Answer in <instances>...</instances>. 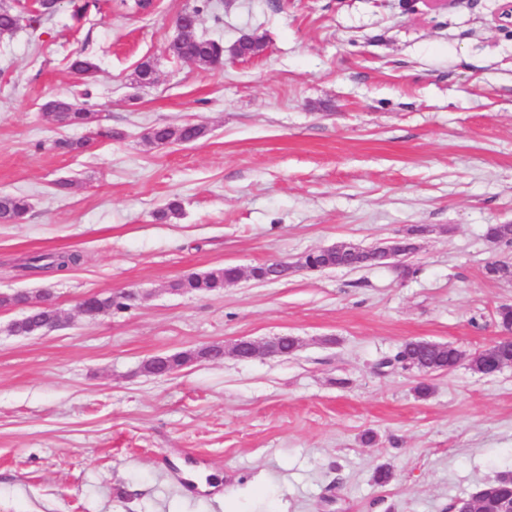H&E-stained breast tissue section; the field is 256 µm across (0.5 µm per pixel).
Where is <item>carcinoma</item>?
<instances>
[{"label":"carcinoma","instance_id":"obj_1","mask_svg":"<svg viewBox=\"0 0 512 512\" xmlns=\"http://www.w3.org/2000/svg\"><path fill=\"white\" fill-rule=\"evenodd\" d=\"M219 5L214 0H196V5L186 8L182 16L192 24L200 19L205 12H216ZM170 52L179 59L190 60L203 69H212L224 64V43L196 34V27L192 26L184 35L177 37L169 46ZM71 70L79 76H92L98 71L97 64L87 57H79L72 61ZM44 115L48 120L61 127L90 126L95 122V113L85 107L77 105L68 99H54L43 105ZM208 130L205 126L196 123H183L181 125H158L152 127L144 136V140L152 145L162 146L166 143H178L185 140L195 142L205 138ZM30 204L24 196L13 194H0V223H14L23 217ZM486 236L489 240L499 244L512 246V224H491L487 227ZM81 255L76 252H56L38 254L30 257L22 269L32 274L63 273L77 266ZM309 268L320 271L329 268L357 269L369 266V263H359L357 259L345 253L329 248L319 252L308 261ZM240 268L232 265L217 267L202 274H189L170 284L176 292H218L224 288L225 282L234 281L239 277ZM48 296L42 291L32 294L27 291L15 292L0 296V308L8 309L28 301L40 300ZM89 302L88 312L85 316L93 319L99 314L112 309L130 307L129 299L112 295H91L86 298ZM59 316L51 310L30 309L20 320L10 324V331L15 335L28 336L42 333L52 329L58 322ZM222 346L212 345L198 352H178L167 358L164 362L154 359L146 361L142 372L154 376L163 369L177 370L190 363L199 361L201 356L217 357L221 354ZM395 357L406 360L417 370L431 375L445 373L453 370L460 360L458 350L451 344L434 350L429 343L423 340L405 341ZM503 360H512V342H502L499 346L486 352L479 351L470 359V368L478 373L489 372V366ZM512 496V473H504L497 478L486 482L482 490L476 495L474 509L477 512H497L498 502Z\"/></svg>","mask_w":512,"mask_h":512}]
</instances>
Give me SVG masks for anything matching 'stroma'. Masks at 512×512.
I'll return each mask as SVG.
<instances>
[{
	"label": "stroma",
	"instance_id": "obj_1",
	"mask_svg": "<svg viewBox=\"0 0 512 512\" xmlns=\"http://www.w3.org/2000/svg\"><path fill=\"white\" fill-rule=\"evenodd\" d=\"M70 0L40 36L0 38V193L30 209L0 223V293L48 290L62 324L17 336L0 310V512H451L512 471V366L474 373L468 355L501 330L512 259L491 224H512V18L505 0H224L199 33L255 58L205 70L174 57L175 16ZM99 71L82 79L75 57ZM153 85L134 76L143 59ZM67 97L93 129L59 127ZM207 126L190 144L148 146L150 127ZM82 140V152L58 149ZM181 206L159 222L157 210ZM425 227L395 269L299 268L312 250L374 247ZM77 250L63 276L19 264ZM273 260L290 272L216 293L169 284ZM132 290V306L89 319L87 297ZM294 336L288 356L142 364L212 344ZM418 339L465 356L430 376L385 366ZM376 440L366 445L364 432ZM393 477L380 485L379 466ZM44 115L61 127L91 126L95 122V113L68 99H54L43 105Z\"/></svg>",
	"mask_w": 512,
	"mask_h": 512
}]
</instances>
